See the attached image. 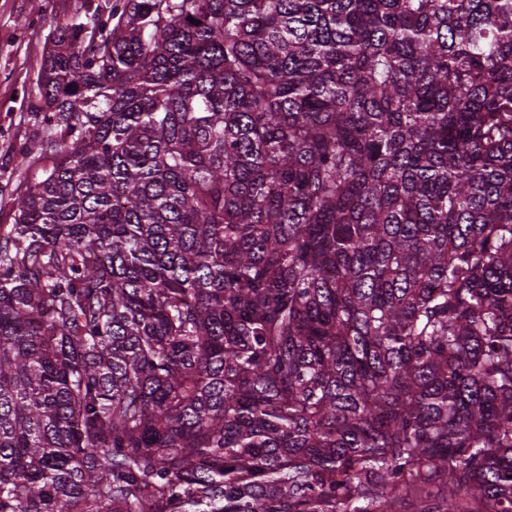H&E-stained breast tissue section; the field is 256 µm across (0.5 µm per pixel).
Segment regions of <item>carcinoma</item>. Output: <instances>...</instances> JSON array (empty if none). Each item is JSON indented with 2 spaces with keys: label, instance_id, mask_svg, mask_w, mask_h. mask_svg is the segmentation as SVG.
Segmentation results:
<instances>
[{
  "label": "carcinoma",
  "instance_id": "cac0c4a2",
  "mask_svg": "<svg viewBox=\"0 0 512 512\" xmlns=\"http://www.w3.org/2000/svg\"><path fill=\"white\" fill-rule=\"evenodd\" d=\"M37 67L0 512H512V0H113Z\"/></svg>",
  "mask_w": 512,
  "mask_h": 512
}]
</instances>
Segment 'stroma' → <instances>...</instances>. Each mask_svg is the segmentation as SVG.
I'll list each match as a JSON object with an SVG mask.
<instances>
[{"label":"stroma","instance_id":"35a3bbf8","mask_svg":"<svg viewBox=\"0 0 512 512\" xmlns=\"http://www.w3.org/2000/svg\"><path fill=\"white\" fill-rule=\"evenodd\" d=\"M102 0H0V227L12 224L10 198L33 171L21 154L42 134L31 112L37 90L36 60L56 27L93 12Z\"/></svg>","mask_w":512,"mask_h":512}]
</instances>
